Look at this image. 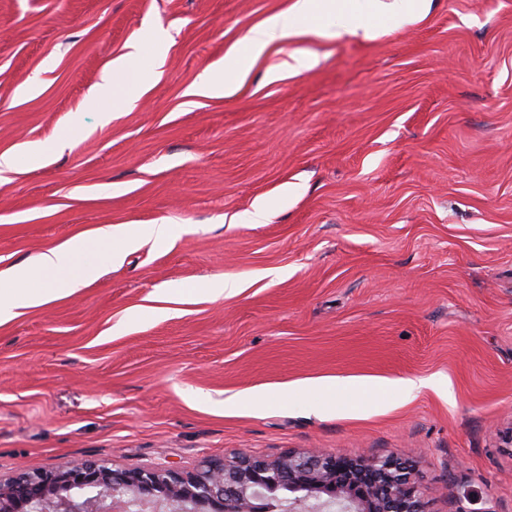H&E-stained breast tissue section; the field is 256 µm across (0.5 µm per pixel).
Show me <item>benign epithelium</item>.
Instances as JSON below:
<instances>
[{"instance_id":"obj_1","label":"benign epithelium","mask_w":512,"mask_h":512,"mask_svg":"<svg viewBox=\"0 0 512 512\" xmlns=\"http://www.w3.org/2000/svg\"><path fill=\"white\" fill-rule=\"evenodd\" d=\"M428 512L407 459L346 460L315 449L267 461L247 455L206 461L194 473L121 470L73 461L52 473L22 471L0 482V512Z\"/></svg>"}]
</instances>
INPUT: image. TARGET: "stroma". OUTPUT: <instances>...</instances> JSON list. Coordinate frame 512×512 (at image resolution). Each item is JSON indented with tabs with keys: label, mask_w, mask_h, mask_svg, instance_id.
Masks as SVG:
<instances>
[{
	"label": "stroma",
	"mask_w": 512,
	"mask_h": 512,
	"mask_svg": "<svg viewBox=\"0 0 512 512\" xmlns=\"http://www.w3.org/2000/svg\"><path fill=\"white\" fill-rule=\"evenodd\" d=\"M291 2L0 0V153L74 140L0 182V271L107 224L176 230L0 324L1 480L320 448L412 459L429 512H512V0L307 37L318 67L270 82L281 41L188 102ZM155 27L159 77L101 124L89 88ZM215 276L245 288L188 302ZM157 293L176 312L134 319ZM324 377L368 388L310 393Z\"/></svg>",
	"instance_id": "stroma-1"
}]
</instances>
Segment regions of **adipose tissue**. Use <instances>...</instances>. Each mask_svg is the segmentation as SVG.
Returning a JSON list of instances; mask_svg holds the SVG:
<instances>
[{"label":"adipose tissue","mask_w":512,"mask_h":512,"mask_svg":"<svg viewBox=\"0 0 512 512\" xmlns=\"http://www.w3.org/2000/svg\"><path fill=\"white\" fill-rule=\"evenodd\" d=\"M431 0H292L285 11L267 17L245 34L238 47L224 57L219 71L204 72L187 94L191 97L235 95L246 81L251 67L276 41L323 34L333 29L335 36L375 38L382 26L404 27L423 20L430 12ZM148 42L154 51L146 53L142 42L129 44L128 50L109 63L101 83L92 87L89 106L100 112L102 123H110L108 102L123 96L135 102L146 87L145 69L163 64L168 34L152 30ZM174 228L152 224L140 229L129 224L106 225L42 252L34 261L0 273V324L20 316L24 310L61 297L64 288H77L91 280L100 266H122L127 254L145 241L171 243Z\"/></svg>","instance_id":"adipose-tissue-1"}]
</instances>
